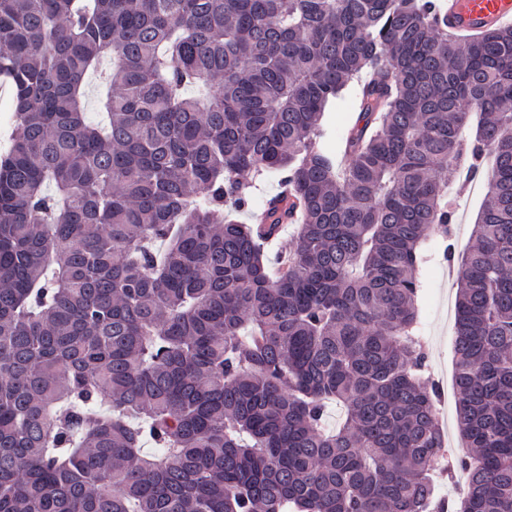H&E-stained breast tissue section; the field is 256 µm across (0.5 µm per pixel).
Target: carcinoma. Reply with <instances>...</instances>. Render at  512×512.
Listing matches in <instances>:
<instances>
[{
	"label": "carcinoma",
	"mask_w": 512,
	"mask_h": 512,
	"mask_svg": "<svg viewBox=\"0 0 512 512\" xmlns=\"http://www.w3.org/2000/svg\"><path fill=\"white\" fill-rule=\"evenodd\" d=\"M0 75V512H512V25L463 38L436 0H0ZM353 81L339 165L321 118ZM464 157L486 193L443 249L447 464L417 303ZM270 172L289 194L263 224L224 215ZM455 466L467 491L434 502ZM14 121L11 92L0 97V153L9 147L8 136Z\"/></svg>",
	"instance_id": "carcinoma-1"
}]
</instances>
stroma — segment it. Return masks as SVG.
<instances>
[{
  "label": "stroma",
  "mask_w": 512,
  "mask_h": 512,
  "mask_svg": "<svg viewBox=\"0 0 512 512\" xmlns=\"http://www.w3.org/2000/svg\"><path fill=\"white\" fill-rule=\"evenodd\" d=\"M360 86L353 83L345 88L326 108L321 143L332 153H339L344 138L354 125L359 106ZM453 208L449 237L433 234L428 242V260L424 267L420 298V329L427 354V376L440 388V416L449 426H456L457 415L453 384V339L455 319L450 314L455 306L453 281L455 269L442 258L445 243H453L457 251L467 249L469 227L474 223L484 199L483 185L457 179L448 189Z\"/></svg>",
  "instance_id": "obj_1"
}]
</instances>
